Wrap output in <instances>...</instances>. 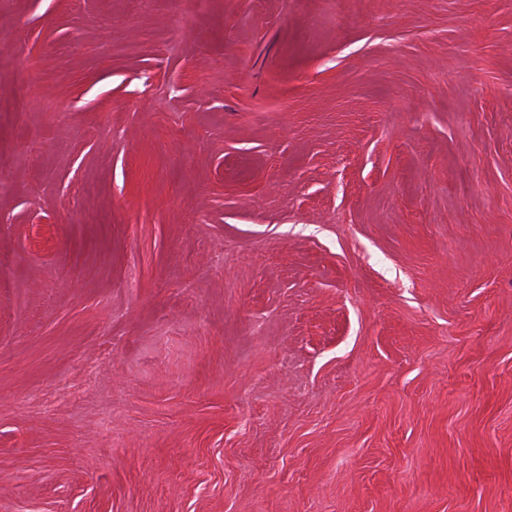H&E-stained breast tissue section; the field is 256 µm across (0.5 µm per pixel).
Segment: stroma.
Masks as SVG:
<instances>
[{"label":"stroma","mask_w":512,"mask_h":512,"mask_svg":"<svg viewBox=\"0 0 512 512\" xmlns=\"http://www.w3.org/2000/svg\"><path fill=\"white\" fill-rule=\"evenodd\" d=\"M0 512H512V0H0Z\"/></svg>","instance_id":"obj_1"}]
</instances>
